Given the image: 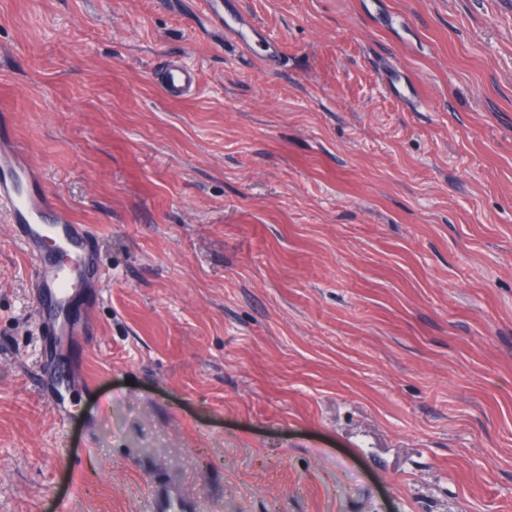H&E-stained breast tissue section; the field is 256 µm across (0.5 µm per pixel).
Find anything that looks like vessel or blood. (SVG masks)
I'll return each instance as SVG.
<instances>
[{
	"instance_id": "b4317fda",
	"label": "vessel or blood",
	"mask_w": 512,
	"mask_h": 512,
	"mask_svg": "<svg viewBox=\"0 0 512 512\" xmlns=\"http://www.w3.org/2000/svg\"><path fill=\"white\" fill-rule=\"evenodd\" d=\"M198 4L202 13L233 32L244 49H252L258 42L259 29L239 14L227 13L221 0H198ZM162 88L172 100L192 96L198 89L197 74L181 59H167L162 68ZM0 214L34 265L45 333L51 336L53 346H62L77 325L71 315L75 295L92 289L99 276L97 260L83 226L55 204L41 176L7 137L0 139ZM62 252L72 256L74 268L61 264L58 255Z\"/></svg>"
}]
</instances>
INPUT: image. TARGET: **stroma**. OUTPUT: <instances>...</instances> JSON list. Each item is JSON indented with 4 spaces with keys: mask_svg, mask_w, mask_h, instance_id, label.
<instances>
[{
    "mask_svg": "<svg viewBox=\"0 0 512 512\" xmlns=\"http://www.w3.org/2000/svg\"><path fill=\"white\" fill-rule=\"evenodd\" d=\"M195 2L0 0L104 272L49 347L0 219V512H512V0H233L251 52ZM162 88L172 100L192 96L198 89L196 71L180 58H169L162 68Z\"/></svg>",
    "mask_w": 512,
    "mask_h": 512,
    "instance_id": "35a3bbf8",
    "label": "stroma"
}]
</instances>
